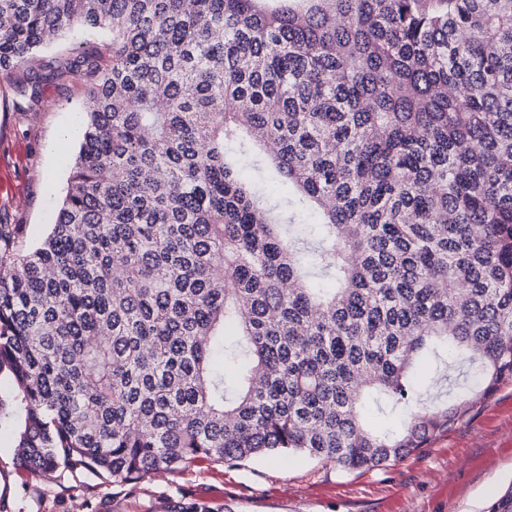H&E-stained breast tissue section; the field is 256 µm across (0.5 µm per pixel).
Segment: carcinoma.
<instances>
[{
  "mask_svg": "<svg viewBox=\"0 0 512 512\" xmlns=\"http://www.w3.org/2000/svg\"><path fill=\"white\" fill-rule=\"evenodd\" d=\"M77 27L111 38L65 67L89 82L56 222L33 244L0 223L20 467L137 483L297 451L371 470L512 379V0H0L17 111ZM450 348L480 383L438 401L414 370ZM368 397L407 407L403 428L371 429Z\"/></svg>",
  "mask_w": 512,
  "mask_h": 512,
  "instance_id": "1",
  "label": "carcinoma"
}]
</instances>
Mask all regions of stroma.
<instances>
[{
	"label": "stroma",
	"mask_w": 512,
	"mask_h": 512,
	"mask_svg": "<svg viewBox=\"0 0 512 512\" xmlns=\"http://www.w3.org/2000/svg\"><path fill=\"white\" fill-rule=\"evenodd\" d=\"M109 35L78 29L47 45L34 65L44 76L38 111H15L16 78L0 75V159L16 166V193L0 197V222L27 225L32 237L53 223L81 140L80 76L50 77ZM512 486V381L447 434L390 465L350 472L300 453H273L231 465L201 460L131 486L84 469L48 477L19 467L0 441V512H87L107 499L112 512H166L186 495L233 512H485Z\"/></svg>",
	"instance_id": "35a3bbf8"
}]
</instances>
